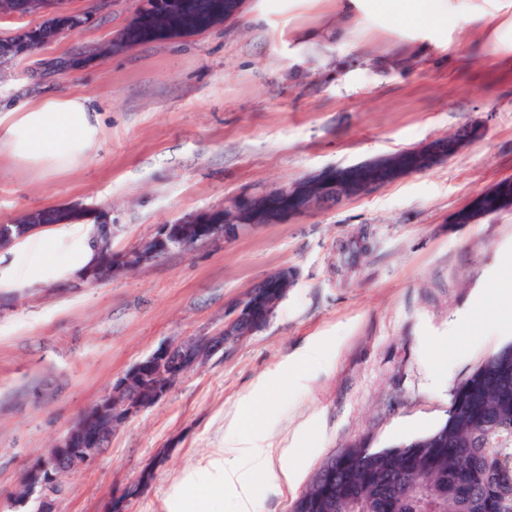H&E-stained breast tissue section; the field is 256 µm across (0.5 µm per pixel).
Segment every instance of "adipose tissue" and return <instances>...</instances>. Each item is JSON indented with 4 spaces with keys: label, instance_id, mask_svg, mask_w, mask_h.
<instances>
[{
    "label": "adipose tissue",
    "instance_id": "adipose-tissue-1",
    "mask_svg": "<svg viewBox=\"0 0 512 512\" xmlns=\"http://www.w3.org/2000/svg\"><path fill=\"white\" fill-rule=\"evenodd\" d=\"M400 13L418 22L438 24L470 18L494 20L497 0H397ZM104 127L85 95L41 97L0 110V154L16 163L40 170L75 168L97 150ZM293 449L266 447L259 431H252L224 444L213 464L222 469L224 483L238 497L237 512H255L257 490L252 473L278 466L285 480L296 477L288 466Z\"/></svg>",
    "mask_w": 512,
    "mask_h": 512
}]
</instances>
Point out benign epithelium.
<instances>
[{"instance_id": "obj_1", "label": "benign epithelium", "mask_w": 512, "mask_h": 512, "mask_svg": "<svg viewBox=\"0 0 512 512\" xmlns=\"http://www.w3.org/2000/svg\"><path fill=\"white\" fill-rule=\"evenodd\" d=\"M240 203L224 207V223L213 224V212L163 224L151 237L126 252L112 253V225L102 219L95 225L91 237V258L82 270L86 280L99 281L124 269L138 268L156 261L178 245L189 247L203 240L236 237L242 225L234 219ZM39 224L0 225V248L10 245ZM279 287L278 279L270 276L255 285L234 306L233 317L224 322V329L215 335L192 336L167 344L152 353L147 362H139L72 425L67 434L46 452L39 455L32 470L38 479L31 491L39 492L42 512H53L51 488L58 473L92 464L103 449V428H118L133 414L165 398L173 384L186 372L204 363L228 345L254 334L273 316L280 299L268 298V292Z\"/></svg>"}]
</instances>
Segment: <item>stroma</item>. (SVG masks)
I'll return each mask as SVG.
<instances>
[{"mask_svg": "<svg viewBox=\"0 0 512 512\" xmlns=\"http://www.w3.org/2000/svg\"><path fill=\"white\" fill-rule=\"evenodd\" d=\"M145 3L115 0L0 66L1 106L80 92L108 129L70 170L0 156V224L45 208L90 214L45 249L0 250V512H37L18 497L33 459L130 367L220 332L285 267L297 279L270 322L114 430L92 466L62 478L54 512H106L160 452L125 512H237L208 462L256 426L272 447L295 448L297 473L255 474L257 512H291L338 450L443 424L455 387L512 342L499 290L512 281V211L454 220L512 180V43L483 42L476 23L407 24L385 0H364L352 37L337 35L332 0H244L234 19L120 46ZM463 129L476 136L451 156L371 194L81 277L79 239L95 215L121 252L160 225ZM40 258L54 274L23 279Z\"/></svg>", "mask_w": 512, "mask_h": 512, "instance_id": "stroma-1", "label": "stroma"}]
</instances>
